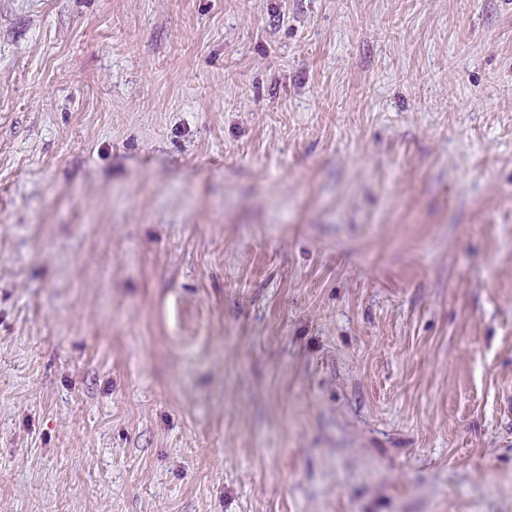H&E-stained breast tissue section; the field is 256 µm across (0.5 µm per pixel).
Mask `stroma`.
Returning <instances> with one entry per match:
<instances>
[{"instance_id":"1","label":"stroma","mask_w":512,"mask_h":512,"mask_svg":"<svg viewBox=\"0 0 512 512\" xmlns=\"http://www.w3.org/2000/svg\"><path fill=\"white\" fill-rule=\"evenodd\" d=\"M512 0H0V512H512Z\"/></svg>"}]
</instances>
